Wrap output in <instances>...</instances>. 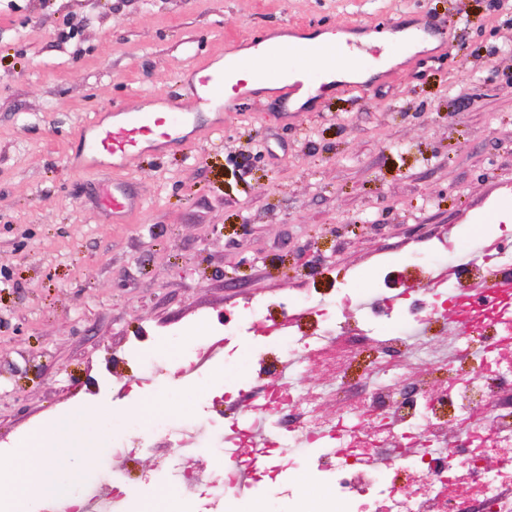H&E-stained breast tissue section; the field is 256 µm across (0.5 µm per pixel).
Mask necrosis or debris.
Segmentation results:
<instances>
[{"label": "necrosis or debris", "instance_id": "necrosis-or-debris-1", "mask_svg": "<svg viewBox=\"0 0 512 512\" xmlns=\"http://www.w3.org/2000/svg\"><path fill=\"white\" fill-rule=\"evenodd\" d=\"M491 271L512 274V246L479 255L451 279L393 303L381 298L358 308V289L343 286L329 302L313 305L322 325L315 336L267 328L256 305L248 321L225 319L224 351L240 380L224 385L220 397L204 405V436L182 428L177 434L182 448L228 443L237 453L207 482L186 469L176 472V480L210 498L212 512H231L243 469L254 473V487H286L288 512H512V298L468 305L482 334L458 337L461 361L449 366L438 387L414 385L406 373L376 359L362 380L347 376L358 356L352 335L364 336L387 354L414 346L413 328L447 319L454 309L452 292ZM353 309L358 315L351 330L345 315ZM245 336L252 337V345L242 344ZM268 347L277 353L269 364L264 361ZM303 357L321 362L342 392L335 418L319 413L314 393L303 388L298 374L282 377V363ZM260 363L272 384L255 392L251 376ZM244 393L250 396L248 414L225 417L222 404ZM291 407L301 408L302 418L281 430V415ZM255 418L269 430L263 456L251 452ZM302 470L323 485L320 497L286 486L287 475Z\"/></svg>", "mask_w": 512, "mask_h": 512}]
</instances>
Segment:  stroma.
Returning a JSON list of instances; mask_svg holds the SVG:
<instances>
[{
  "label": "stroma",
  "mask_w": 512,
  "mask_h": 512,
  "mask_svg": "<svg viewBox=\"0 0 512 512\" xmlns=\"http://www.w3.org/2000/svg\"><path fill=\"white\" fill-rule=\"evenodd\" d=\"M425 17L446 45L402 36ZM290 22L395 38L361 54L349 90L284 57L289 82L317 90L306 111L283 120L259 90L212 128L186 74ZM392 65L395 82L380 81ZM169 94L197 136L132 158L121 177L143 205L112 220L97 204L103 174L72 166L80 131L114 104ZM508 195L512 0H0V466L33 432L92 410L98 452L70 483L108 473L117 493L181 504L174 469L211 474L223 449L187 455L130 423L146 401L174 424L197 420L216 382L234 381L220 364L185 381L184 349L257 302L273 323L348 281L374 292L384 266L388 295L421 288L404 257L512 235ZM165 347L146 382L143 354ZM119 431L129 452L109 448Z\"/></svg>",
  "instance_id": "35a3bbf8"
}]
</instances>
